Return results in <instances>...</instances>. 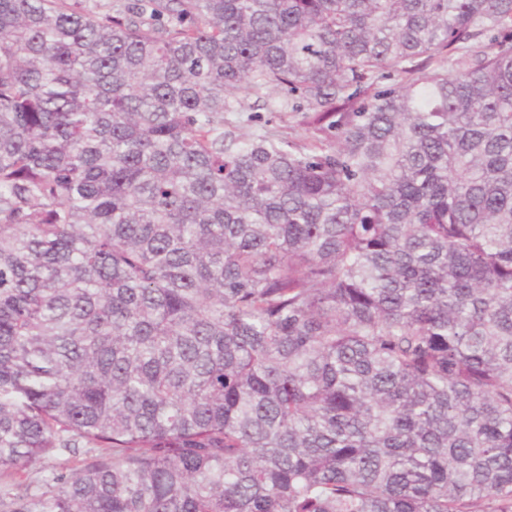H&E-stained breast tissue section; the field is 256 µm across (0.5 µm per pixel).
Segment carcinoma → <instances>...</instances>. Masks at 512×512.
I'll list each match as a JSON object with an SVG mask.
<instances>
[{"label": "carcinoma", "mask_w": 512, "mask_h": 512, "mask_svg": "<svg viewBox=\"0 0 512 512\" xmlns=\"http://www.w3.org/2000/svg\"><path fill=\"white\" fill-rule=\"evenodd\" d=\"M0 512H512V0H0ZM240 96L244 99L247 106L251 109L248 112H235V116L244 127V131H253L265 126V121L269 120L267 128H275L285 135L292 136L298 139L305 137V131L296 124L295 119L291 117L288 112H268L263 106L262 101H256L255 97L249 96L246 93H241ZM259 115L258 121H251L250 117Z\"/></svg>", "instance_id": "carcinoma-1"}]
</instances>
